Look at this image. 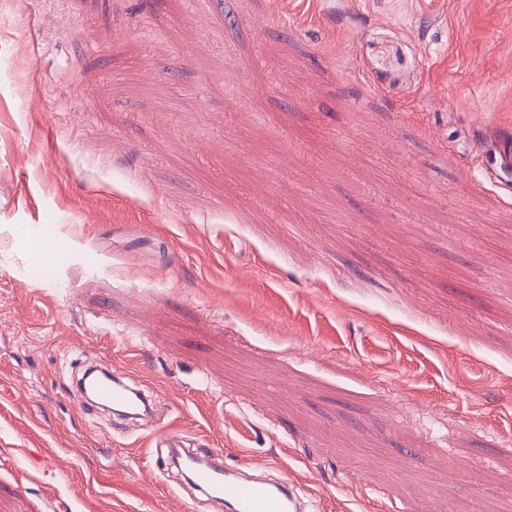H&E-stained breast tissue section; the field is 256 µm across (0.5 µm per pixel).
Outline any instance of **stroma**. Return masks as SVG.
I'll list each match as a JSON object with an SVG mask.
<instances>
[{
	"mask_svg": "<svg viewBox=\"0 0 512 512\" xmlns=\"http://www.w3.org/2000/svg\"><path fill=\"white\" fill-rule=\"evenodd\" d=\"M509 133L512 0H0V512L512 507ZM498 153L500 158L498 167L486 169L485 178L490 182L510 189L512 180V145L510 146V140L498 143ZM106 376L108 380L98 385L99 394L95 400L96 403L90 401L83 390V400L79 402L80 407H85L86 404H96L99 406L104 404L110 408L112 407L113 411L125 409V413L128 416H142V403L137 391L131 389L122 379L115 376L112 378V373ZM183 450V453L180 451ZM197 448H176L179 464L191 465V482L203 493L224 500L227 512H301L305 502L288 488L287 481L267 482L240 469H228L217 464L193 465Z\"/></svg>",
	"mask_w": 512,
	"mask_h": 512,
	"instance_id": "stroma-1",
	"label": "stroma"
}]
</instances>
